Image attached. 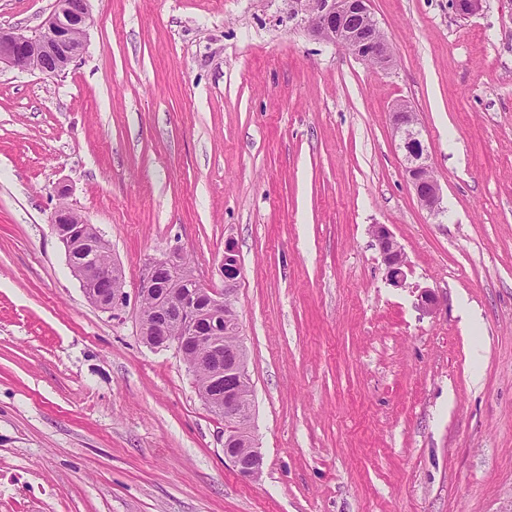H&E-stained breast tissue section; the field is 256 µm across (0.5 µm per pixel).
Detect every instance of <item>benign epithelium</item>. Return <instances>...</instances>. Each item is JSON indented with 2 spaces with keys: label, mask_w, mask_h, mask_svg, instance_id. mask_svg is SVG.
<instances>
[{
  "label": "benign epithelium",
  "mask_w": 512,
  "mask_h": 512,
  "mask_svg": "<svg viewBox=\"0 0 512 512\" xmlns=\"http://www.w3.org/2000/svg\"><path fill=\"white\" fill-rule=\"evenodd\" d=\"M454 13L460 17H472L483 8V0H451ZM290 17L301 18L312 36L332 43L359 60L382 69L393 65V51L384 37L370 6V0H288ZM92 23L90 0H53L52 11L42 27L29 34L17 29L0 28V65L16 67L24 71H37L46 76H57L66 71L85 50V35ZM391 122L399 149L403 153L404 168L414 194L421 204L431 212L440 211L441 187L432 175L429 154L421 138L415 113L408 104L399 103L391 112ZM83 219L67 206L58 207L52 217V226L59 241L64 245L68 265L73 269L89 267L87 274L80 276L83 283L93 280L109 284L107 291L97 293L86 290L94 305L109 311L121 309L125 302L123 280L117 264L103 266L89 251L82 255L74 252L68 239L65 225L81 223ZM373 235L382 262L387 269L389 282L395 287L405 284L408 268L407 258L401 245L383 225L374 227ZM161 267L173 269L185 267L179 254L173 252L161 258H153L145 269L141 293L149 294L159 305V312L177 314L182 328L180 336H172L159 322L161 334L156 336L154 347H175L181 353L193 347L197 360L220 361L218 349L199 340V314L195 304L180 297L172 298L170 290L158 289L157 270ZM224 287L207 290L208 310L213 316L224 315L234 306L235 283L240 266L235 247L224 244V259L220 268ZM236 374L244 391L224 393V457L239 474L254 480L262 472L263 457L253 438L254 413L243 411L245 399L251 398L250 378L243 362H237ZM249 441V453L244 455L233 447L238 440Z\"/></svg>",
  "instance_id": "obj_1"
}]
</instances>
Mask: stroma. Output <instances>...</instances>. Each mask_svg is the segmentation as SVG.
<instances>
[{"label": "stroma", "mask_w": 512, "mask_h": 512, "mask_svg": "<svg viewBox=\"0 0 512 512\" xmlns=\"http://www.w3.org/2000/svg\"><path fill=\"white\" fill-rule=\"evenodd\" d=\"M52 4L0 0V28L36 30ZM371 9L388 69L287 0H91L65 74L0 68V512H512V0ZM403 100L451 211L407 183ZM62 204L121 265V310L72 275ZM228 240L254 480L139 328L150 258L181 251L220 288ZM373 235L382 262L386 266L389 282L395 287H401L406 282L408 268L403 248L384 225H376Z\"/></svg>", "instance_id": "obj_1"}]
</instances>
